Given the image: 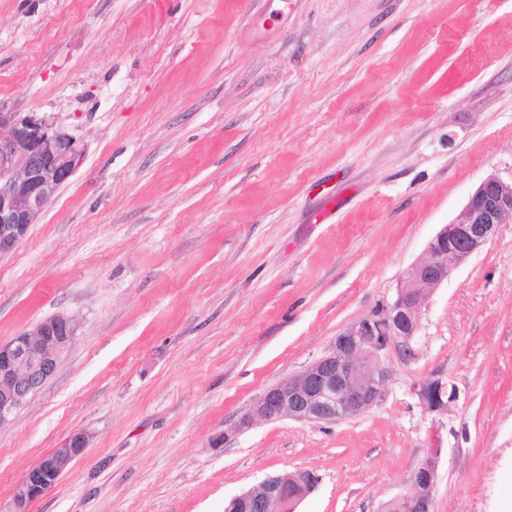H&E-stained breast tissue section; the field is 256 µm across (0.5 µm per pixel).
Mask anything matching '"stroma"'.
<instances>
[{"label": "stroma", "instance_id": "obj_1", "mask_svg": "<svg viewBox=\"0 0 512 512\" xmlns=\"http://www.w3.org/2000/svg\"><path fill=\"white\" fill-rule=\"evenodd\" d=\"M0 110L84 153L0 260V342L82 321L0 429V512L76 431L30 512H224L294 469L319 478L298 512H382L434 448V512H512V223L382 359L380 404L212 444L512 177V0H0ZM430 377L447 414L411 393ZM411 391L421 409L431 414L447 412L449 406L457 400L456 389L439 378L416 381L412 384ZM88 435L77 431L57 448L42 455L13 490L14 512H29L28 507L54 488L74 460L88 447Z\"/></svg>", "mask_w": 512, "mask_h": 512}]
</instances>
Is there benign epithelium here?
<instances>
[{
    "label": "benign epithelium",
    "instance_id": "benign-epithelium-1",
    "mask_svg": "<svg viewBox=\"0 0 512 512\" xmlns=\"http://www.w3.org/2000/svg\"><path fill=\"white\" fill-rule=\"evenodd\" d=\"M82 158L78 139L56 128L50 118L0 111V259L24 242L31 224ZM511 223L512 180L491 173L472 191L459 218L444 225L408 266L391 297L336 336L327 354L266 389L233 427L212 439L213 445L259 421L332 423L379 404L390 371L369 364L392 348L406 360L414 358L413 342L431 292L480 251L501 225ZM80 328L77 317L61 312L0 343V429L55 374ZM411 391L421 409L431 414L448 411L457 400L456 389L439 378L416 381ZM87 447L88 435L77 431L42 455L13 490L16 512H29ZM438 463L439 450L434 448L415 469L411 491L387 503L390 512H433ZM317 483L307 470L268 476L229 499L225 512H297Z\"/></svg>",
    "mask_w": 512,
    "mask_h": 512
}]
</instances>
